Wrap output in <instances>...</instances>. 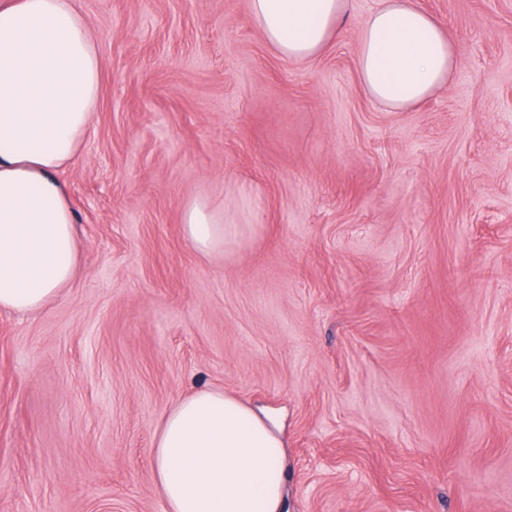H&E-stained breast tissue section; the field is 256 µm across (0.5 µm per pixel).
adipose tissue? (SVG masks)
<instances>
[{"mask_svg": "<svg viewBox=\"0 0 512 512\" xmlns=\"http://www.w3.org/2000/svg\"><path fill=\"white\" fill-rule=\"evenodd\" d=\"M347 0H249L263 38L303 61L338 34ZM370 96L407 110L447 86L457 66L447 30L413 0H380L359 35ZM101 61L76 0H0V310L34 314L71 281L75 214L58 172L93 123ZM202 254L224 247V217L183 213ZM165 512H282L285 450L251 407L200 389L167 413L154 448Z\"/></svg>", "mask_w": 512, "mask_h": 512, "instance_id": "adipose-tissue-1", "label": "adipose tissue"}]
</instances>
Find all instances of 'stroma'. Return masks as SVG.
I'll return each mask as SVG.
<instances>
[{
    "mask_svg": "<svg viewBox=\"0 0 512 512\" xmlns=\"http://www.w3.org/2000/svg\"><path fill=\"white\" fill-rule=\"evenodd\" d=\"M413 2L458 66L399 112L359 78L379 0L305 61L249 0H77L76 272L0 310V512H164L154 440L200 388L272 419L285 512H512V0ZM182 231L185 238L204 255L224 250V215L217 214L201 202L183 213Z\"/></svg>",
    "mask_w": 512,
    "mask_h": 512,
    "instance_id": "obj_1",
    "label": "stroma"
}]
</instances>
